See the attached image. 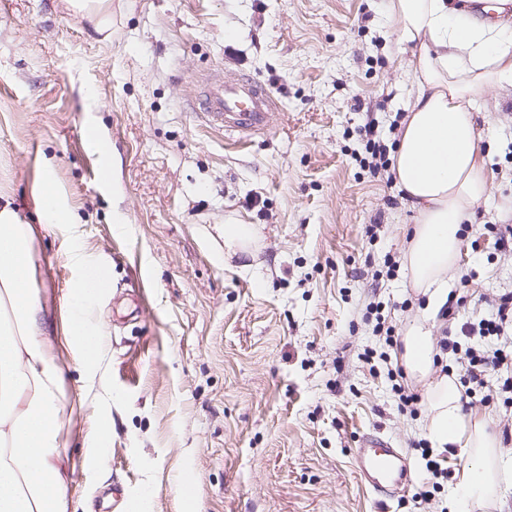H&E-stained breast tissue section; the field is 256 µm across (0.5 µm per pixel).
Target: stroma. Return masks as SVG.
<instances>
[{
  "label": "stroma",
  "mask_w": 512,
  "mask_h": 512,
  "mask_svg": "<svg viewBox=\"0 0 512 512\" xmlns=\"http://www.w3.org/2000/svg\"><path fill=\"white\" fill-rule=\"evenodd\" d=\"M383 2L111 0L104 35L65 0H0V205L35 223L50 160L108 278L94 383L62 354L72 512H448L447 492L415 497L429 380L405 377L412 414L388 372L414 322L456 336L512 292V250L486 230L512 225V107L492 92L475 117L488 194L450 281L459 316L424 319L406 271L382 273L417 213L353 160L367 122L397 140L412 89ZM219 66L270 87L273 132L243 140L209 124L196 81ZM228 224L258 235L228 252ZM68 231L47 226L33 244L54 307L80 275L61 249ZM372 302L396 327L392 347L364 319ZM371 348L386 361H362ZM369 435L411 468L383 500L352 467Z\"/></svg>",
  "instance_id": "1"
}]
</instances>
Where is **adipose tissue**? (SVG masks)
<instances>
[{
	"label": "adipose tissue",
	"mask_w": 512,
	"mask_h": 512,
	"mask_svg": "<svg viewBox=\"0 0 512 512\" xmlns=\"http://www.w3.org/2000/svg\"><path fill=\"white\" fill-rule=\"evenodd\" d=\"M512 0H487L473 13L456 0H388L396 42L411 55L416 86L391 156V171L418 212L404 261L409 281L439 311L448 301V273L462 245V226L487 193L474 114L479 96L512 88V27L503 21ZM33 195L42 223L78 230L42 163ZM36 229L10 207L0 208V512H68L67 458L59 433L68 409L62 349L77 352L94 379L105 326L96 312L104 275L88 262L66 309L63 340L54 313L41 301ZM403 363L425 378L433 362L430 330L410 328ZM425 431L432 447L465 457L448 497L449 512H504L499 486L512 474V455L490 431L487 416L464 414L455 379L429 389Z\"/></svg>",
	"instance_id": "obj_1"
}]
</instances>
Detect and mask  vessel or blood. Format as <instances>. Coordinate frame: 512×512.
Returning <instances> with one entry per match:
<instances>
[{
  "label": "vessel or blood",
  "instance_id": "vessel-or-blood-1",
  "mask_svg": "<svg viewBox=\"0 0 512 512\" xmlns=\"http://www.w3.org/2000/svg\"><path fill=\"white\" fill-rule=\"evenodd\" d=\"M202 109L209 121L226 131L263 134L274 127L278 106L268 87L250 79L225 78L223 72L205 77L201 83ZM356 472L362 481L383 495L409 477V466L402 449L390 442L365 439L353 452Z\"/></svg>",
  "mask_w": 512,
  "mask_h": 512
}]
</instances>
